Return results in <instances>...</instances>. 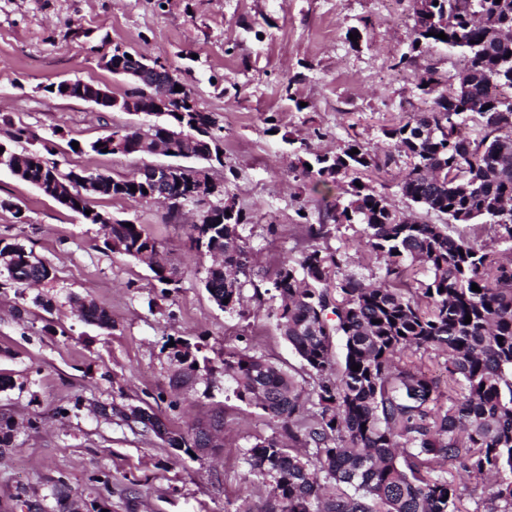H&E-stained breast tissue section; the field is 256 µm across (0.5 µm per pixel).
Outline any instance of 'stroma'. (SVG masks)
Here are the masks:
<instances>
[{
  "mask_svg": "<svg viewBox=\"0 0 512 512\" xmlns=\"http://www.w3.org/2000/svg\"><path fill=\"white\" fill-rule=\"evenodd\" d=\"M413 0H0V142L18 126L32 133L28 150L44 151L60 173L87 170L123 178L170 156L100 155L87 145L114 128L149 118L102 110L47 91L82 80L122 96L128 81L101 62L104 43L159 59L194 91L224 126V163L212 171L251 217L243 229L261 264L296 259L303 223L316 224L347 196L336 185L300 184L287 138L314 153L348 141L381 150L386 129L430 109L415 87L429 67L454 72L439 45L396 69L413 39ZM358 30L351 41L350 30ZM262 39H255V31ZM277 120L269 133L267 117ZM0 238L19 243L51 267L38 287H0V416L15 424L9 457L0 465V512H55L54 483L65 479L86 512H262L265 486L248 477L243 451L277 424L239 401L222 373L170 386V341L202 344L208 355L255 346L295 371L300 359L266 309L248 302L246 316L220 309L202 284L209 259L187 248L188 206L179 222L153 201L88 196L91 209L141 224L179 272L166 292L149 267L106 250L100 225L0 168ZM275 233H268V225ZM345 248L350 272L381 275L384 262L341 226L328 240ZM105 307L108 330L85 322L81 300ZM148 408L174 430L222 417V448L195 457L154 434L131 430L112 404ZM106 473L108 484L94 482Z\"/></svg>",
  "mask_w": 512,
  "mask_h": 512,
  "instance_id": "obj_1",
  "label": "stroma"
}]
</instances>
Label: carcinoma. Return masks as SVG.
I'll list each match as a JSON object with an SVG mask.
<instances>
[{
	"label": "carcinoma",
	"instance_id": "obj_1",
	"mask_svg": "<svg viewBox=\"0 0 512 512\" xmlns=\"http://www.w3.org/2000/svg\"><path fill=\"white\" fill-rule=\"evenodd\" d=\"M441 32L447 39L437 37ZM437 45L458 56L460 67L453 75L428 67L417 77V90L434 95L433 106L385 130L388 150L373 153L354 139L339 152L320 154L288 140L299 154L300 180L337 185L348 179L347 204L328 210L319 224L304 225L306 246L298 259L257 265L242 234L250 217L239 206L226 214L229 193L201 206L188 182L166 187L179 197L168 207L169 219L189 205L198 212L189 225V249L199 256L220 253L202 279L212 300L238 312L245 289L252 287L259 302H270L267 317L276 321L306 374L299 381L245 351L226 352L216 365L198 359L197 345L176 340L171 347L173 385L202 369H220L234 381L240 401L276 419L280 434L257 437L244 450L248 473L271 488L264 512H464L463 474L494 479L474 512H512V258L449 232L451 223L484 224L498 240L512 242V0H431L425 11L413 8L410 51L397 66H415ZM172 85L182 87L171 91L174 112L139 87L124 95L144 112L166 117L164 123L141 132L115 129L91 142L90 151L151 154L162 140L179 152H211L220 160L224 127L200 104L187 106L196 96L179 76ZM99 91L97 85L66 80L50 94L84 100ZM468 121L474 124L472 137L463 132ZM354 148L358 152L349 154ZM402 160L403 197L427 215L445 216L447 223L393 209L366 182L369 174ZM0 166L18 167L24 182L53 181L60 188L74 176L59 173L38 151L12 148ZM95 177L94 194L101 197L148 201L154 191L139 171L121 179ZM342 224L361 225L364 245L383 259L378 280L367 283L347 272L344 253L318 244ZM110 234L158 282L176 281L174 264L153 261L161 246L141 225L118 220ZM0 256L17 284L52 277L19 244L0 239ZM417 266L427 277L411 285ZM474 284L480 291L472 290ZM80 316L111 327L108 311L92 300L82 304ZM335 336L345 341L340 366ZM407 349L447 356L448 388L417 367H396L395 358ZM354 364L360 369L352 370ZM111 411L171 448L188 453L200 447L195 432H156L158 415L152 411L115 405Z\"/></svg>",
	"mask_w": 512,
	"mask_h": 512
}]
</instances>
